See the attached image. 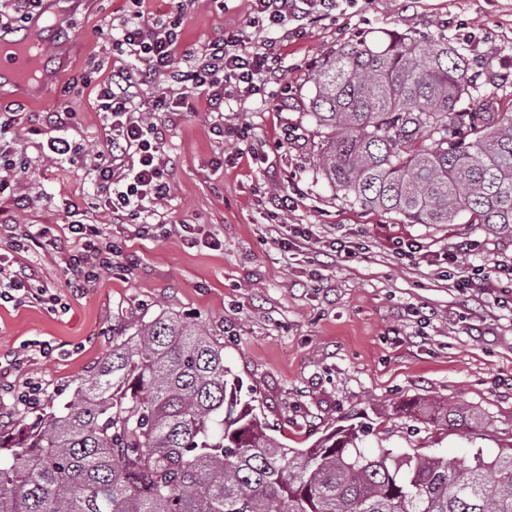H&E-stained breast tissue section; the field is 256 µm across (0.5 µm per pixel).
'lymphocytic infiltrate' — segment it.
Instances as JSON below:
<instances>
[{
  "mask_svg": "<svg viewBox=\"0 0 512 512\" xmlns=\"http://www.w3.org/2000/svg\"><path fill=\"white\" fill-rule=\"evenodd\" d=\"M257 31L287 28L293 21L330 15L334 0H253ZM179 20L166 24L145 21L137 10H129L118 24L100 31L122 58H147L149 72L133 74L130 68L114 66L109 80L100 84L97 98L111 123L106 149L77 155L71 141L57 134L47 139L53 158L79 163L104 191V208L114 224H143L155 205L170 193V184L161 163L162 142L153 124L136 103L142 87L160 78L182 84L181 92L159 89L155 107L166 112L187 108L191 91L205 94L209 111L223 113L229 96L253 92L256 78L276 79L270 56L260 48H247L239 34L214 42L188 71L175 73ZM19 114L0 112V204L26 208L29 198L21 189L25 147L19 134ZM28 233L9 235V249L0 252V300L47 303V291L34 287L26 266L17 255L24 249ZM67 269L74 281L84 282L112 269L111 246L83 249L70 255Z\"/></svg>",
  "mask_w": 512,
  "mask_h": 512,
  "instance_id": "f902f5d3",
  "label": "lymphocytic infiltrate"
}]
</instances>
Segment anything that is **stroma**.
Returning <instances> with one entry per match:
<instances>
[{
    "instance_id": "stroma-1",
    "label": "stroma",
    "mask_w": 512,
    "mask_h": 512,
    "mask_svg": "<svg viewBox=\"0 0 512 512\" xmlns=\"http://www.w3.org/2000/svg\"><path fill=\"white\" fill-rule=\"evenodd\" d=\"M146 19L181 15L179 58L204 54L225 33L260 34L288 84L264 86L227 101L223 115L204 96L163 126L162 161L171 192L150 224H110L103 194L85 169L48 158L41 127L48 112L75 113L66 128L78 149L106 147L108 126L96 86L112 72L111 47L98 30L126 13L128 0H55L58 21L43 36L48 78L35 90L0 86V106L21 105L27 128L23 210L0 213L22 229L49 228L56 247L30 244L20 259L38 286L61 300L0 304V431L28 426L14 397L20 381H39L40 410L67 402L112 348V330L160 312L178 315L224 346V363L242 382L270 432L306 449L334 428L364 423L368 449L420 451L449 460L493 455L512 437V293L474 296L461 273H494L512 264V239L478 224H405L365 211L315 167L318 138L305 110L310 75L337 46L385 32L432 34L455 46L471 71L490 76L499 110L512 111V0H336L332 17L302 34L256 32L250 0H141ZM81 83L80 92L69 91ZM238 125L245 140L212 130L216 119ZM295 197L288 216L273 218L266 194ZM86 210L123 257L87 288L69 284L63 208ZM186 232H177V225ZM308 247H295L300 229ZM292 240L284 249L280 240ZM418 250L396 251L395 241ZM463 240L475 252L457 265L432 266L431 253ZM353 250L342 260L333 243ZM417 403L415 433L394 409ZM447 403L480 414L479 427L436 425L424 406Z\"/></svg>"
}]
</instances>
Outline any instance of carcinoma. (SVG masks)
<instances>
[{
	"instance_id": "carcinoma-1",
	"label": "carcinoma",
	"mask_w": 512,
	"mask_h": 512,
	"mask_svg": "<svg viewBox=\"0 0 512 512\" xmlns=\"http://www.w3.org/2000/svg\"><path fill=\"white\" fill-rule=\"evenodd\" d=\"M442 38H361L315 66L317 169L405 224L512 237V111L475 99ZM224 346L167 312L112 329V351L58 410L0 432V512H512V442L472 459L363 448L364 425L313 447L268 433ZM437 424L478 414L430 407Z\"/></svg>"
}]
</instances>
